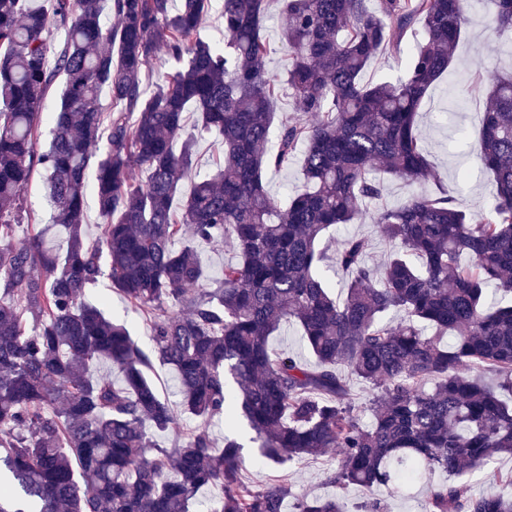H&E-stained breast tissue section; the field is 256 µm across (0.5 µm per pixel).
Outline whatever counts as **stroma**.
Returning <instances> with one entry per match:
<instances>
[{
  "mask_svg": "<svg viewBox=\"0 0 512 512\" xmlns=\"http://www.w3.org/2000/svg\"><path fill=\"white\" fill-rule=\"evenodd\" d=\"M490 9L488 0H473L454 60L429 91L420 115L423 145L436 175L435 180L428 182V189L445 191L470 213L484 210L494 192L492 177L482 168L474 152L481 132V114L486 105V93L476 90V79L489 77L495 70L512 69V42L489 31L487 18ZM45 195V178L42 174H35L24 192L26 210L17 227V237L22 240L40 234L44 236L47 246L62 251L66 248V233L62 228L50 226V211ZM350 235L369 239L370 263H383L390 253L387 239L371 219L329 229L321 241L329 256L323 270L337 289L344 286L347 276L335 267L331 256L341 241ZM85 299L102 305L108 316L126 323L141 346H148V322L113 288L108 276H101L96 285L87 291ZM210 430L216 444H223L228 436L242 444L248 465L247 478L262 482L284 480L292 485L294 492L308 497L339 495L342 512H363L365 504L372 500L377 501L384 512H423L433 486L456 481L469 485L472 494L478 495L489 490L490 472L504 476L512 474V457L503 456L494 460L486 471L465 472L453 477L442 472L435 473L431 480L418 483L399 496L383 487L369 495L353 487L340 493L325 480V473L336 457L335 451L306 458L298 464L269 469L258 466V445L246 423L230 426L223 418L217 417L211 421Z\"/></svg>",
  "mask_w": 512,
  "mask_h": 512,
  "instance_id": "35a3bbf8",
  "label": "stroma"
}]
</instances>
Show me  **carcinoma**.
Listing matches in <instances>:
<instances>
[{"label": "carcinoma", "mask_w": 512, "mask_h": 512, "mask_svg": "<svg viewBox=\"0 0 512 512\" xmlns=\"http://www.w3.org/2000/svg\"><path fill=\"white\" fill-rule=\"evenodd\" d=\"M269 2L223 0L217 46L199 34L210 0H53L49 10L0 0V512H191L209 486L222 495L208 512H283L290 497L294 512H341L336 498L244 479L240 444L212 441L208 422L221 415L247 423L271 467L341 449L325 476L340 490L400 493L512 454V405L500 398L512 392V305L486 303L492 283L512 293V71L493 76L481 118L477 155L495 182L488 210L469 214L427 189L389 208L371 171L427 181L417 114L454 58L473 0H277L282 79L266 68ZM489 2V27L512 38V0ZM417 24L422 39L404 47ZM54 25L67 30L60 48L46 38ZM161 47L174 70L147 95L142 76ZM380 50L405 54L404 77L362 83ZM59 75L42 150L43 101ZM284 92L297 117L277 123L272 103ZM190 109L198 132L224 139V163L194 183L177 215L196 152V137L184 135ZM103 137L102 236L88 246L87 169ZM298 156L306 189L270 197L265 173ZM38 171L53 224L67 234L63 256L39 235L16 240L22 193ZM367 215L393 251L372 266L368 241L345 239L336 263L350 282L339 301L319 272V242ZM221 238L240 261L209 288L198 245ZM106 264L112 287L151 320L147 351L84 301ZM391 311L406 320L389 325ZM291 320L312 365L269 350ZM446 332L441 346L435 336ZM97 360L122 383L90 376ZM156 360L177 370L183 411L200 421L189 433L149 377ZM465 365L493 369L497 385L461 373ZM343 368L380 388L369 427ZM156 432L171 447H157ZM492 480L479 496L439 485L425 512H512V475Z\"/></svg>", "instance_id": "cac0c4a2"}]
</instances>
